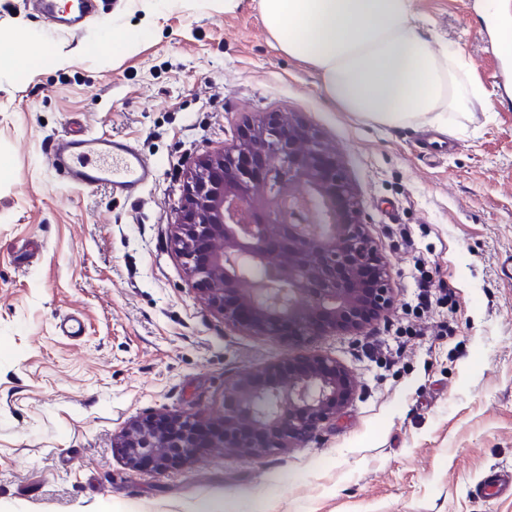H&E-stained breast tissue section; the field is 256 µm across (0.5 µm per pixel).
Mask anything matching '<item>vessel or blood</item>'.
Segmentation results:
<instances>
[{
	"label": "vessel or blood",
	"instance_id": "b4317fda",
	"mask_svg": "<svg viewBox=\"0 0 512 512\" xmlns=\"http://www.w3.org/2000/svg\"><path fill=\"white\" fill-rule=\"evenodd\" d=\"M54 169L67 182L84 189L109 187L131 196L154 179V168L127 142L106 135L77 134L56 142Z\"/></svg>",
	"mask_w": 512,
	"mask_h": 512
}]
</instances>
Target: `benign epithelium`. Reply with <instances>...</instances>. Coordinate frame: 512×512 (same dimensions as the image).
I'll list each match as a JSON object with an SVG mask.
<instances>
[{
	"mask_svg": "<svg viewBox=\"0 0 512 512\" xmlns=\"http://www.w3.org/2000/svg\"><path fill=\"white\" fill-rule=\"evenodd\" d=\"M175 245L224 322L257 336L358 335L392 306L388 263L343 166L293 112H265L232 148L193 162ZM355 394L336 360L308 353L239 373L218 421L195 412L166 417V427L134 421L119 447L130 468L146 459L159 471L211 448L261 456L307 441Z\"/></svg>",
	"mask_w": 512,
	"mask_h": 512,
	"instance_id": "obj_1",
	"label": "benign epithelium"
}]
</instances>
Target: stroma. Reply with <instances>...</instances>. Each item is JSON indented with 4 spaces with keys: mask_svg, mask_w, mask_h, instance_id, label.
Instances as JSON below:
<instances>
[{
    "mask_svg": "<svg viewBox=\"0 0 512 512\" xmlns=\"http://www.w3.org/2000/svg\"><path fill=\"white\" fill-rule=\"evenodd\" d=\"M480 2L415 0L482 90L431 161L425 127L331 105L255 0H92L73 26L40 0H0V55L17 25L41 48L0 70V512H512V495L473 492L512 468V99ZM126 33L132 45L111 50ZM265 112L316 129L356 190L395 295L366 335L300 345L226 324L175 250L191 161ZM78 131L127 140L153 182L131 198L67 183L49 151ZM419 258L444 286L426 310ZM67 317L79 335L61 332ZM308 352L336 359L357 392L307 442L128 468V422L219 418L236 374Z\"/></svg>",
    "mask_w": 512,
    "mask_h": 512,
    "instance_id": "stroma-1",
    "label": "stroma"
}]
</instances>
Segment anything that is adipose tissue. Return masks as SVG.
<instances>
[{
  "label": "adipose tissue",
  "instance_id": "adipose-tissue-1",
  "mask_svg": "<svg viewBox=\"0 0 512 512\" xmlns=\"http://www.w3.org/2000/svg\"><path fill=\"white\" fill-rule=\"evenodd\" d=\"M276 47L316 69L329 102L364 122L448 130L478 87L416 22L414 0H257Z\"/></svg>",
  "mask_w": 512,
  "mask_h": 512
}]
</instances>
